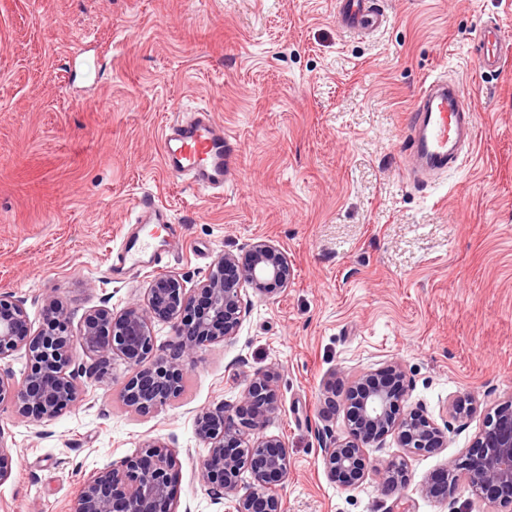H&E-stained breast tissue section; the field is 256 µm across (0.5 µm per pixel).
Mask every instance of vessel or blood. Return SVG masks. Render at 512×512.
<instances>
[{
    "label": "vessel or blood",
    "instance_id": "obj_1",
    "mask_svg": "<svg viewBox=\"0 0 512 512\" xmlns=\"http://www.w3.org/2000/svg\"><path fill=\"white\" fill-rule=\"evenodd\" d=\"M337 19L349 30H376L387 20L379 0H343ZM512 54L497 29L485 27L481 34L478 60L491 68ZM474 112L456 84L436 80L429 84L412 110L409 123L408 156L415 176L427 178L457 165L458 154L449 152L451 141H473ZM162 157L166 170L188 179L202 191L223 188L235 156V145L212 112L200 108L190 114L175 113L161 132ZM136 229L127 233L121 248L109 258L113 275L128 270L156 268L164 255L154 249L143 226L168 224V210L150 193L139 197L135 206Z\"/></svg>",
    "mask_w": 512,
    "mask_h": 512
}]
</instances>
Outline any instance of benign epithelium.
Masks as SVG:
<instances>
[{
	"mask_svg": "<svg viewBox=\"0 0 512 512\" xmlns=\"http://www.w3.org/2000/svg\"><path fill=\"white\" fill-rule=\"evenodd\" d=\"M293 265L273 242L252 243L245 261L226 252L195 288L176 274L154 278L147 301L116 315L105 307L87 311L78 329L55 297L43 301V326L33 333L24 304L0 294V362L24 351L28 371L15 382L0 367V404L10 403L23 416L52 421L87 393V385L110 374L113 356L127 363L130 375L126 404L142 414L166 407L181 391L183 375L198 349L209 342L236 335L246 310L242 291L250 286L271 293V286L288 287ZM162 321L176 329L175 340L159 351L153 326ZM402 371L397 366L369 373L351 386L344 412L349 437L332 439L322 448L328 477L344 488L359 486L373 470L365 447L395 433L402 448L414 454H432L448 447V437L423 412L404 410ZM278 405L274 369L255 374L239 403L220 404L201 412L197 434L209 445L204 483L214 501L236 496L235 512H282L279 491L288 479L289 454L278 437L250 444L246 436L262 429ZM175 450L160 440H149L133 457L91 475L82 485L70 512H177V476L170 467ZM475 474L479 495L490 494L512 505V400L497 408L477 438L464 464L455 461L421 488L438 494L454 510V487L448 476L460 467ZM254 486L237 495L243 470ZM409 486L404 463L390 461L384 473L386 495L400 501Z\"/></svg>",
	"mask_w": 512,
	"mask_h": 512,
	"instance_id": "7a95c632",
	"label": "benign epithelium"
}]
</instances>
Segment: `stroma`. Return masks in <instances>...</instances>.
<instances>
[{"instance_id":"35a3bbf8","label":"stroma","mask_w":512,"mask_h":512,"mask_svg":"<svg viewBox=\"0 0 512 512\" xmlns=\"http://www.w3.org/2000/svg\"><path fill=\"white\" fill-rule=\"evenodd\" d=\"M370 36L343 28L336 0H0V293L25 304L32 330L45 298L72 325L86 311L143 303L154 271L114 278L134 204L154 193L181 224L165 272L195 287L219 255L266 238L287 252L283 291L246 289L230 339L200 348L180 396L143 416L112 375L51 422L0 404L13 457L0 512H70L93 473L144 441L172 446L178 512H232L211 499L195 419L237 404L249 378L277 372L278 407L258 437L290 455L283 512H390L389 461H404L410 512H448L421 485L464 459L496 407L512 399V57L479 66L480 28L512 44V0H384ZM460 83L476 114L467 158L425 184L405 169L406 127L426 80ZM211 108L238 145L213 195L166 172L161 129L175 111ZM405 374L404 405L448 436L409 454L396 435L367 447L358 487L332 482L320 431L348 436L344 398L362 375ZM468 398L456 419L451 406Z\"/></svg>"}]
</instances>
